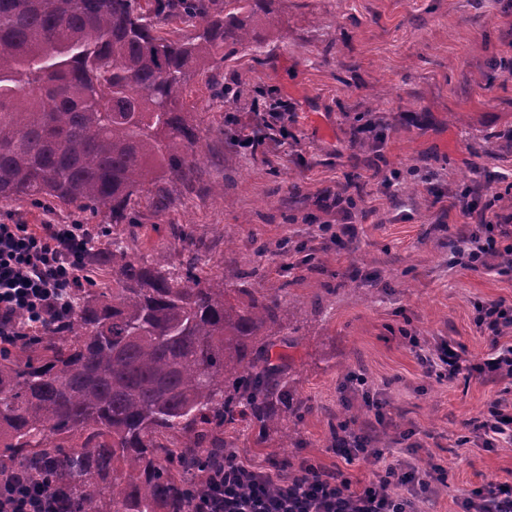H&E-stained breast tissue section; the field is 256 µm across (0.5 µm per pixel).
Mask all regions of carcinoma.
Masks as SVG:
<instances>
[{"instance_id": "carcinoma-1", "label": "carcinoma", "mask_w": 512, "mask_h": 512, "mask_svg": "<svg viewBox=\"0 0 512 512\" xmlns=\"http://www.w3.org/2000/svg\"><path fill=\"white\" fill-rule=\"evenodd\" d=\"M274 0H0V204L48 200L109 223L72 313L0 347V481L57 512H189L224 429L304 405L272 349L293 301L235 290L190 256L129 252L150 173L191 182L202 136L190 73L262 48ZM186 21L193 34L166 27ZM248 297L234 303L230 294Z\"/></svg>"}]
</instances>
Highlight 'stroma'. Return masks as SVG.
<instances>
[{
	"instance_id": "obj_1",
	"label": "stroma",
	"mask_w": 512,
	"mask_h": 512,
	"mask_svg": "<svg viewBox=\"0 0 512 512\" xmlns=\"http://www.w3.org/2000/svg\"><path fill=\"white\" fill-rule=\"evenodd\" d=\"M273 8L275 35L261 51L238 48L191 77L185 109L203 134L194 178L167 183L172 202L162 211L151 205L158 182L146 183L125 231L130 251L174 264L195 253L234 287L296 300L287 353L308 406L299 440L283 448L274 435L260 445L256 429L238 427L225 437L240 461L276 473L308 459L366 484L370 466L345 463L330 446L337 416L363 408L368 392L386 402L391 454L446 470L424 512H460L473 490L512 486V450L486 447L469 426L491 401L512 400V380L426 376L406 336L451 341L479 361L491 352L479 305L512 306V274L497 257L469 270L448 251L449 239L512 217V200H492L512 186V153L496 147L512 139V76L483 79L492 61L512 57V0H275ZM241 76L250 91L225 97ZM258 98L279 107L287 144L272 137L253 152L235 142L256 123ZM368 124L380 141L353 148ZM406 178L418 180L419 194L401 195ZM340 196L357 198V209L337 206ZM9 218L95 232L103 222L31 202L0 205V221ZM343 224L354 235L340 244Z\"/></svg>"
}]
</instances>
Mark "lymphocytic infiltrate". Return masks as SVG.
I'll list each match as a JSON object with an SVG mask.
<instances>
[{"label":"lymphocytic infiltrate","mask_w":512,"mask_h":512,"mask_svg":"<svg viewBox=\"0 0 512 512\" xmlns=\"http://www.w3.org/2000/svg\"><path fill=\"white\" fill-rule=\"evenodd\" d=\"M92 246L81 224H8L0 222V336H18L16 316L39 325L67 314L68 297L84 277L83 257ZM481 331L489 333L490 357L475 363L464 350L447 341L425 349L419 338L411 346L427 375L454 380L460 374L500 377L512 372V344L503 341L512 332V308L503 302L481 307L477 317ZM374 425L356 431L343 429L332 445L345 461L363 459L372 466V478L353 487L341 470L326 471L310 461H300L288 475L272 476L261 467L247 466L235 454L211 468L192 500L191 512H421L417 495L402 496V480L428 488L441 482L440 468L418 470L385 453H369L363 441ZM477 437L490 447L512 445V402L495 400L474 422Z\"/></svg>","instance_id":"lymphocytic-infiltrate-1"}]
</instances>
